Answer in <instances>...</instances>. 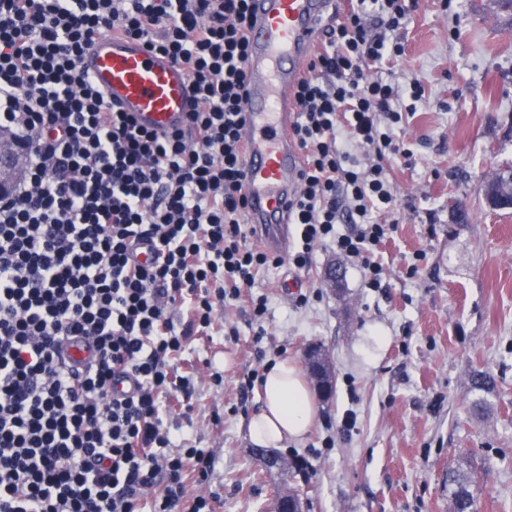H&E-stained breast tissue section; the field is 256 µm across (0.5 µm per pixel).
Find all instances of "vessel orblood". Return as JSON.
I'll return each instance as SVG.
<instances>
[{"label": "vessel or blood", "instance_id": "1", "mask_svg": "<svg viewBox=\"0 0 512 512\" xmlns=\"http://www.w3.org/2000/svg\"><path fill=\"white\" fill-rule=\"evenodd\" d=\"M333 0H253L247 68L251 77L241 130L246 148V221L262 249L287 253L288 204L299 189L302 155L291 135L292 91L304 72ZM95 86L141 127H183L191 110L187 73L168 57L130 37H96L80 60ZM90 339H72L64 361L79 370L92 358Z\"/></svg>", "mask_w": 512, "mask_h": 512}]
</instances>
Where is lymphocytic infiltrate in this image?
Segmentation results:
<instances>
[{
    "label": "lymphocytic infiltrate",
    "instance_id": "f902f5d3",
    "mask_svg": "<svg viewBox=\"0 0 512 512\" xmlns=\"http://www.w3.org/2000/svg\"><path fill=\"white\" fill-rule=\"evenodd\" d=\"M249 2L0 0V132L23 162L14 195L0 198V512H140L146 496L152 512H213L209 495L188 492L207 483L212 454L164 417L192 397L175 366L188 336L207 335L217 304L282 261L246 231ZM408 12L406 0H353L294 89L297 268L326 243L381 285L368 255L395 197L383 167L356 154L392 150L403 101L422 97L372 71L401 56L393 36ZM105 33L186 70L196 108L185 127L151 131L112 109L80 67ZM73 336L97 352L78 373L60 360Z\"/></svg>",
    "mask_w": 512,
    "mask_h": 512
}]
</instances>
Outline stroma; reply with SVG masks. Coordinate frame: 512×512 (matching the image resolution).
<instances>
[{
    "mask_svg": "<svg viewBox=\"0 0 512 512\" xmlns=\"http://www.w3.org/2000/svg\"><path fill=\"white\" fill-rule=\"evenodd\" d=\"M397 41L403 55L379 70L423 97L395 127L396 156L380 161L396 197L395 225L372 256L380 288L366 287L357 260L318 245L307 268L260 269L211 335L187 340L192 406L168 423L214 456L205 490L215 512H268L280 479L246 433L255 383L275 362L303 363L311 343L328 350L335 391L316 399L305 440L281 451L306 512H448L458 466L477 478V512H512V210L484 200L487 180L512 171V11L417 0ZM335 263L344 279L330 289ZM289 277L299 288H284ZM477 370L495 379L479 417Z\"/></svg>",
    "mask_w": 512,
    "mask_h": 512,
    "instance_id": "1",
    "label": "stroma"
}]
</instances>
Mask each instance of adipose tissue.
<instances>
[{
    "mask_svg": "<svg viewBox=\"0 0 512 512\" xmlns=\"http://www.w3.org/2000/svg\"><path fill=\"white\" fill-rule=\"evenodd\" d=\"M314 398L298 364L279 361L261 382V406L248 421L250 441L261 448H284L302 441L314 423Z\"/></svg>",
    "mask_w": 512,
    "mask_h": 512,
    "instance_id": "adipose-tissue-1",
    "label": "adipose tissue"
}]
</instances>
